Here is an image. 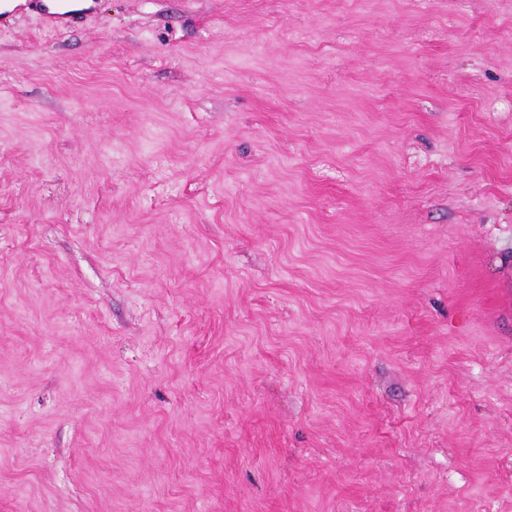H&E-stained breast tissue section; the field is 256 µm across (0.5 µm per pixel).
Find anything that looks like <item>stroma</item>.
<instances>
[{"label":"stroma","instance_id":"stroma-1","mask_svg":"<svg viewBox=\"0 0 512 512\" xmlns=\"http://www.w3.org/2000/svg\"><path fill=\"white\" fill-rule=\"evenodd\" d=\"M0 27V512H512V0H92Z\"/></svg>","mask_w":512,"mask_h":512}]
</instances>
